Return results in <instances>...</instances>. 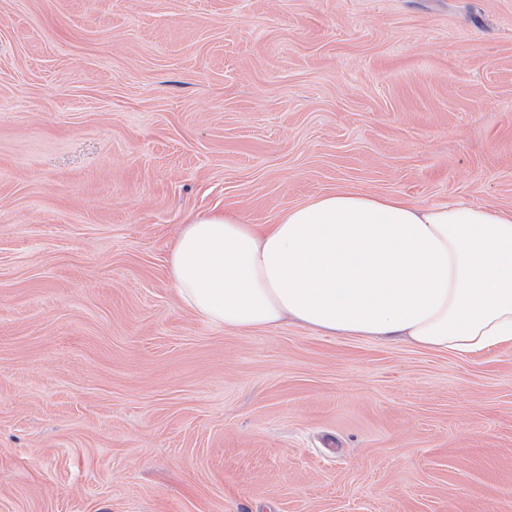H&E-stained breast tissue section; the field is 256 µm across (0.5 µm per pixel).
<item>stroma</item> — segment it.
Listing matches in <instances>:
<instances>
[{
	"mask_svg": "<svg viewBox=\"0 0 512 512\" xmlns=\"http://www.w3.org/2000/svg\"><path fill=\"white\" fill-rule=\"evenodd\" d=\"M341 188L512 209V0H0V512H512V347L178 300Z\"/></svg>",
	"mask_w": 512,
	"mask_h": 512,
	"instance_id": "obj_1",
	"label": "stroma"
}]
</instances>
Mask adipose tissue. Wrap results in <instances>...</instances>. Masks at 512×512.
I'll return each instance as SVG.
<instances>
[{"label":"adipose tissue","instance_id":"adipose-tissue-1","mask_svg":"<svg viewBox=\"0 0 512 512\" xmlns=\"http://www.w3.org/2000/svg\"><path fill=\"white\" fill-rule=\"evenodd\" d=\"M182 304L236 331L291 322L457 358L512 347V212L340 189L271 224L212 211L168 251Z\"/></svg>","mask_w":512,"mask_h":512}]
</instances>
